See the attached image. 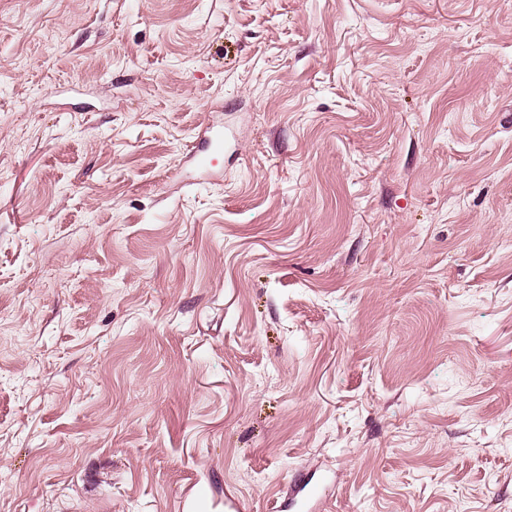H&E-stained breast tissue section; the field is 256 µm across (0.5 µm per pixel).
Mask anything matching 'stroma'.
I'll return each mask as SVG.
<instances>
[{
    "label": "stroma",
    "instance_id": "stroma-1",
    "mask_svg": "<svg viewBox=\"0 0 512 512\" xmlns=\"http://www.w3.org/2000/svg\"><path fill=\"white\" fill-rule=\"evenodd\" d=\"M326 476L512 512V0H0V512ZM220 130L216 129L215 126L207 124L201 133L197 135L198 142L194 146L193 158L196 160L198 165L202 168H206L208 165L213 164L210 151L213 143L221 138Z\"/></svg>",
    "mask_w": 512,
    "mask_h": 512
}]
</instances>
